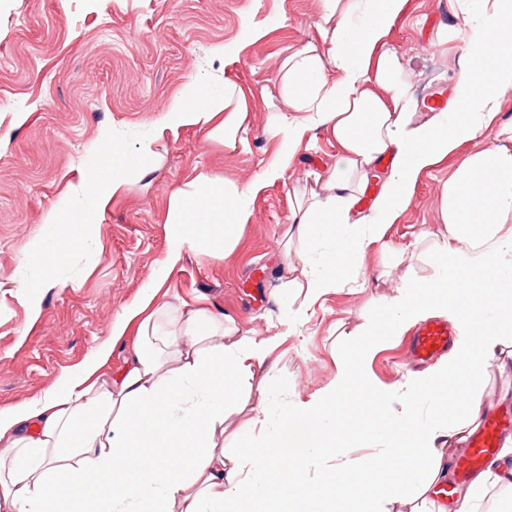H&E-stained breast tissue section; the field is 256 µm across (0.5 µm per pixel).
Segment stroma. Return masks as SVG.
<instances>
[{
    "mask_svg": "<svg viewBox=\"0 0 512 512\" xmlns=\"http://www.w3.org/2000/svg\"><path fill=\"white\" fill-rule=\"evenodd\" d=\"M319 10V0H0L1 409L41 397L109 340L118 316L159 274L174 230L172 190L188 188L202 172L238 185L262 172L276 150L264 134L266 119L281 107L267 93L289 49L316 38ZM248 18L264 34L243 47L239 32ZM456 23L454 0H408L391 31L419 104L417 120L429 116L434 93H453L466 64L461 51L437 43ZM219 46L237 52L234 65L215 55ZM193 80L215 90L230 82L251 97L248 147H224L196 128L165 134L144 174L129 177L124 194L91 226L92 244L78 246L61 267L24 266L47 237L45 213L107 151L101 132L110 130L135 151L160 123L164 105ZM335 157L325 129L308 131L294 168L254 199L252 221L234 250L223 258L203 248L184 251L159 303L200 297L252 335H270L280 312L290 207ZM455 164L451 157L424 173L386 244L364 254L356 281L313 305L300 338L283 347L282 369L269 385L270 418L331 380L336 352L347 343L340 329L376 316L377 301L403 281L439 275L425 247L413 242L438 224L440 189ZM23 278L41 286L38 315L18 297ZM410 341L401 336L375 357L377 383H401L413 372Z\"/></svg>",
    "mask_w": 512,
    "mask_h": 512,
    "instance_id": "stroma-1",
    "label": "stroma"
}]
</instances>
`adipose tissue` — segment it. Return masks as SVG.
<instances>
[{
	"label": "adipose tissue",
	"instance_id": "ef3b65f1",
	"mask_svg": "<svg viewBox=\"0 0 512 512\" xmlns=\"http://www.w3.org/2000/svg\"><path fill=\"white\" fill-rule=\"evenodd\" d=\"M407 3L321 0L318 41L290 49L280 65L284 108L265 127L277 149L262 174L237 185L202 173L169 197L175 229L163 273L186 248L224 257L249 224L254 198L294 167L306 132L324 128L336 159L322 190L288 215L289 277L280 290L301 294L298 306H286L274 334L258 339L198 301L161 305L156 289H145L80 368L41 398L0 410V512H389L406 495L410 512H426L449 481L452 457L495 407L472 384L492 361L512 372V125L498 122L512 94V0H456L454 38L473 62L447 109L423 121L388 42ZM250 110L234 84L216 95L192 82L165 105L156 132L196 127L225 147L243 146ZM483 139L487 147L463 152ZM154 144L146 139L134 153L113 144L80 187L91 208L66 198L48 210L44 222L57 234L33 247L28 265H65L94 213L123 192L129 174L143 172ZM451 154L440 224L418 235L442 275L395 288L381 318L350 331L356 350L337 356L333 379L269 425L279 348L314 303L344 287L345 270L384 243L420 176ZM373 178L381 189L365 213L357 203ZM434 314L460 332L448 355L403 383L376 384L369 364L383 343ZM127 335L134 356L107 375L112 344ZM346 394L377 415L359 431L372 449L361 460L330 442L344 425L337 403ZM236 414L243 422L229 427ZM257 429L267 439L253 451ZM492 486L512 489L511 447L460 491L456 512H479Z\"/></svg>",
	"mask_w": 512,
	"mask_h": 512
}]
</instances>
